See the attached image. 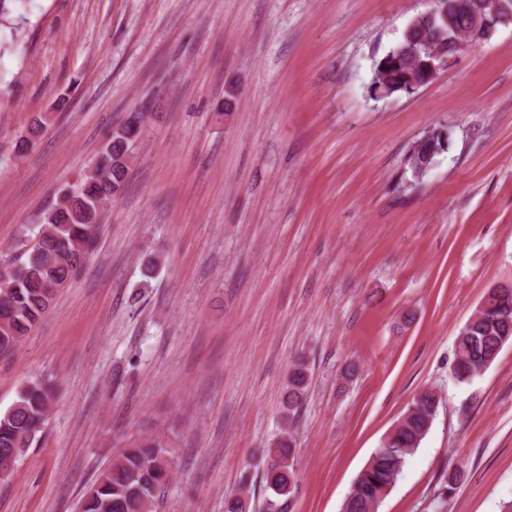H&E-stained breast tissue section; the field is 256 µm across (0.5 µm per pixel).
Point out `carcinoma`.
I'll use <instances>...</instances> for the list:
<instances>
[{
    "label": "carcinoma",
    "mask_w": 512,
    "mask_h": 512,
    "mask_svg": "<svg viewBox=\"0 0 512 512\" xmlns=\"http://www.w3.org/2000/svg\"><path fill=\"white\" fill-rule=\"evenodd\" d=\"M480 0H462L464 7L448 14V35L438 30L439 20L429 15L410 24L402 42L375 68L373 86L392 94L408 93L417 57L424 49L453 53L447 36L453 30H469L476 22ZM26 8V0H0V27ZM46 117L34 119L15 142L23 155L41 136ZM143 132V113L134 112L108 135L93 167L95 179L80 177L64 184L54 202L39 216L32 232L41 236L38 245L24 253L25 259L0 267V356L12 354L25 336L51 307L55 293L68 285L91 252L103 206L119 197L135 159L136 143ZM448 150L442 133L432 135L412 150V174H424L436 158ZM488 306L477 309L456 337L452 374L460 383L471 381L496 359L497 347L512 340L503 318H512V294H493ZM307 362L291 365L281 398L285 423L296 419L308 393ZM54 400L52 386L44 381L26 385L18 399L0 414V481L14 472L21 454L43 430ZM441 397L432 389L421 390L412 400L413 409L381 441L358 475L341 512H379L387 494L398 482L408 457L419 448L437 415ZM173 454L162 435L141 437L121 450L103 467L96 482L82 496L80 512H157L162 492L169 483ZM295 439L288 431L267 448L261 476L264 502L261 512H288L297 487Z\"/></svg>",
    "instance_id": "obj_1"
}]
</instances>
